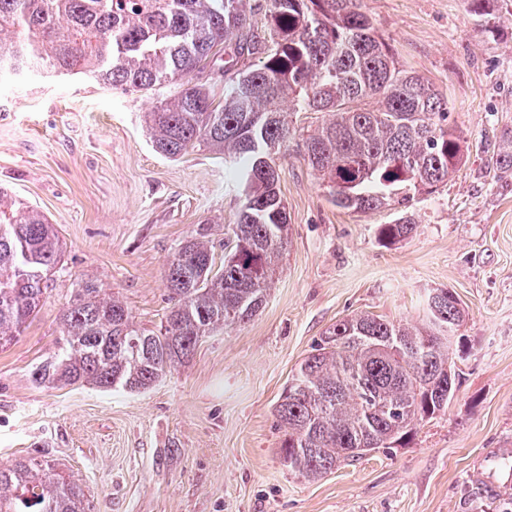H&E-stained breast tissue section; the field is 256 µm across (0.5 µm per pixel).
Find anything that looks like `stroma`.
I'll return each instance as SVG.
<instances>
[{
  "label": "stroma",
  "mask_w": 512,
  "mask_h": 512,
  "mask_svg": "<svg viewBox=\"0 0 512 512\" xmlns=\"http://www.w3.org/2000/svg\"><path fill=\"white\" fill-rule=\"evenodd\" d=\"M404 69L448 100L464 158L383 245L396 207H337L303 149L276 154L288 246L251 320L205 338L185 366L139 394L35 386L75 284L97 277L135 321L169 310L167 260L206 230L216 259L244 203L223 157L172 160L150 141L156 92L77 76L0 75V186L37 207L64 243L63 272L0 350V463L37 450L86 486L99 512H512V176L493 158L512 129V0L493 20L471 0H355ZM465 310L450 349L460 385L409 445L307 480L279 457L274 408L323 332L368 312L420 326L428 293ZM415 229V224L408 220L396 224H382L378 228V238L385 245H393L408 238Z\"/></svg>",
  "instance_id": "obj_1"
}]
</instances>
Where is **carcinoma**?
<instances>
[{
    "label": "carcinoma",
    "instance_id": "obj_1",
    "mask_svg": "<svg viewBox=\"0 0 512 512\" xmlns=\"http://www.w3.org/2000/svg\"><path fill=\"white\" fill-rule=\"evenodd\" d=\"M265 11L271 43L252 30ZM224 100L196 82L218 53ZM254 63L244 69L238 63ZM83 75L142 92L177 91L147 113L155 150L175 158L208 150L238 161L245 203L224 263L206 233L181 241L167 264L172 307L158 330L85 278L61 315L51 355L30 372L39 387L89 385L140 393L185 364L207 336L251 319L267 301L288 239V212L272 155L296 135L336 206L371 211L410 202L448 181L462 140L448 127V100L400 68L353 0H0V73ZM295 112L329 120L307 135ZM512 172V130L493 161ZM407 220L378 238H408ZM63 243L39 210L0 187V349L11 345L55 282ZM425 326L361 313L330 326L275 406L288 471L315 479L357 448L404 445L420 422L448 407L455 374L450 337L462 310L447 289L428 296ZM0 512H95L91 495L41 453L0 464Z\"/></svg>",
    "mask_w": 512,
    "mask_h": 512
}]
</instances>
